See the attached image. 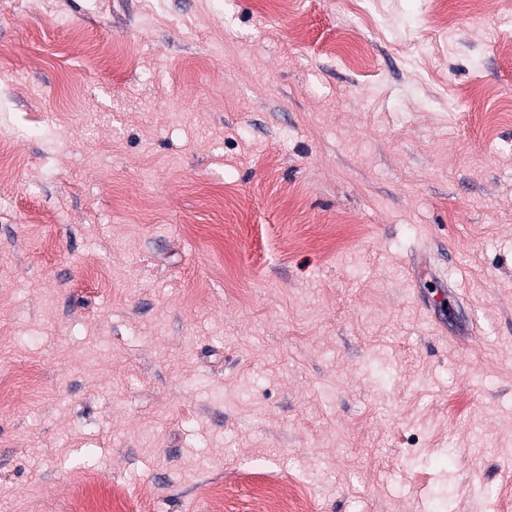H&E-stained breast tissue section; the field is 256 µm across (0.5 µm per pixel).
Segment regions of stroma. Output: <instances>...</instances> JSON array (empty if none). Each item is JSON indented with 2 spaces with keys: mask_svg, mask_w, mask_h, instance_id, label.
I'll list each match as a JSON object with an SVG mask.
<instances>
[{
  "mask_svg": "<svg viewBox=\"0 0 512 512\" xmlns=\"http://www.w3.org/2000/svg\"><path fill=\"white\" fill-rule=\"evenodd\" d=\"M148 3L0 0V512H512L500 0ZM270 493L271 497L257 502L254 512H308V505L303 500L289 501L287 488L273 489Z\"/></svg>",
  "mask_w": 512,
  "mask_h": 512,
  "instance_id": "obj_1",
  "label": "stroma"
}]
</instances>
